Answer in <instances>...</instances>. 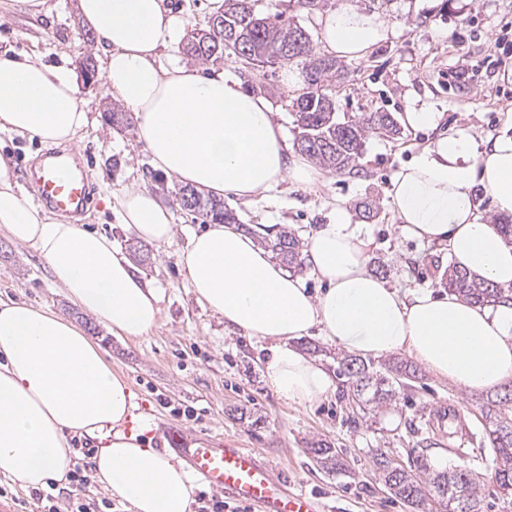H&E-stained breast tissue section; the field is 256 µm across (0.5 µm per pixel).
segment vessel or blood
Masks as SVG:
<instances>
[{
  "label": "vessel or blood",
  "mask_w": 512,
  "mask_h": 512,
  "mask_svg": "<svg viewBox=\"0 0 512 512\" xmlns=\"http://www.w3.org/2000/svg\"><path fill=\"white\" fill-rule=\"evenodd\" d=\"M33 178L39 201L53 211L77 214L90 202L89 183L74 171L66 155L46 153ZM168 438L191 469L226 497L258 506L261 512H320L314 495L289 490L287 479L276 478L251 449L231 448L204 437L188 441L174 431Z\"/></svg>",
  "instance_id": "b4317fda"
}]
</instances>
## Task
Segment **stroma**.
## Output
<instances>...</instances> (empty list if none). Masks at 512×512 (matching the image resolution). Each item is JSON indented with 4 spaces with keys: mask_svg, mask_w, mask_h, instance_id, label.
I'll return each instance as SVG.
<instances>
[{
    "mask_svg": "<svg viewBox=\"0 0 512 512\" xmlns=\"http://www.w3.org/2000/svg\"><path fill=\"white\" fill-rule=\"evenodd\" d=\"M393 26L395 34L363 58L344 62V76L332 88L338 115L359 117L387 112L393 118L412 110L441 113L436 129L400 128L398 135L370 134L355 170L328 171L312 187L282 182L255 198L224 199L238 224H268L294 232L300 242L328 223L344 205L353 223L365 225L372 238L369 267L403 293L437 289L448 283L450 261L433 246L405 237L391 209L388 190L399 168L427 143L458 127L479 138L502 129L501 114L512 109V0H395L382 9L378 0H349ZM48 12L31 14L0 2V45L39 55L52 66L81 71L84 63L100 68L97 38H86L77 0H47ZM483 62L479 80L466 87L448 79L458 51ZM215 68L236 75L246 91L263 95L291 146L302 128L292 105L305 83L297 64L278 61L248 68L232 58ZM294 88H287V78ZM90 124L73 150L82 159L92 187L86 212L90 225L112 243L162 295L161 321L148 336H117L74 306L52 281L45 263L29 247L0 231V298H12L52 310L82 327L96 342L113 373L128 382L140 412L151 417L155 447L170 450L164 427L188 439L208 436L255 450L288 479L293 489L313 494L325 512H413L384 485L378 454L409 464L427 455L433 466L458 465L480 473L485 512H503L493 496L492 457L487 454L485 395L455 387L418 368L413 387L365 414L353 410L347 396L335 392L310 407L284 404L267 385L262 371L263 345L224 328L222 318L202 308L180 270V253L192 234L206 224L181 210L174 198L178 183L153 169L139 141L131 112L111 100L102 77L82 85ZM121 112L120 122L110 115ZM46 147L38 140L0 131V156L10 160L26 196L35 190L29 165ZM136 185L149 189L173 214L174 238L163 247L142 248L123 224L111 197ZM456 407L465 426L461 437L429 430L433 407ZM337 451L341 464L321 463L313 444ZM56 512H74L78 499L94 500L102 512H125L97 483L57 487Z\"/></svg>",
    "mask_w": 512,
    "mask_h": 512,
    "instance_id": "35a3bbf8",
    "label": "stroma"
}]
</instances>
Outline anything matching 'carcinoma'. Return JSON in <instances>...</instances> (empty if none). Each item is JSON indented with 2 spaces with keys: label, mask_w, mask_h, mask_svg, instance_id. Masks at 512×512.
<instances>
[{
  "label": "carcinoma",
  "mask_w": 512,
  "mask_h": 512,
  "mask_svg": "<svg viewBox=\"0 0 512 512\" xmlns=\"http://www.w3.org/2000/svg\"><path fill=\"white\" fill-rule=\"evenodd\" d=\"M256 0H225L224 12L212 16L217 25L191 30L184 50L187 55L209 62L232 56L241 63L261 66L274 63L284 52L286 62L302 64L306 91L293 102L298 121L304 130L300 149L310 157L337 172L353 170L361 154L366 136L371 132L397 133L390 114L374 112L362 117L340 119L329 87L341 76L333 59L315 55L311 36L296 23L277 24L255 10ZM245 34L240 43H227L225 30ZM180 208L193 212L212 223H232L235 216L224 203L202 195L195 188L182 185L175 190ZM270 247L290 265L301 263L299 240L282 231ZM448 285L466 298L480 303L498 300L501 291L489 282H476L467 272L448 269ZM336 374L346 379L352 395L362 410L375 408L395 396L396 388L411 387L410 374L398 368H377L372 363L350 356L336 360ZM489 425V447L495 461L494 496L512 508V383L503 392L488 397L484 409ZM376 464L390 492L417 509L437 502L444 512H483V499L478 495V478L472 471L458 466L434 468L421 455L412 459L409 468L389 473L390 459L382 455Z\"/></svg>",
  "instance_id": "1"
}]
</instances>
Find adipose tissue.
Wrapping results in <instances>:
<instances>
[{"label":"adipose tissue","instance_id":"adipose-tissue-1","mask_svg":"<svg viewBox=\"0 0 512 512\" xmlns=\"http://www.w3.org/2000/svg\"><path fill=\"white\" fill-rule=\"evenodd\" d=\"M99 38L111 97L133 113L155 170L217 196L250 198L284 180L311 186L322 169L291 151L267 100L224 72L161 69L182 28L166 0H78ZM329 54L359 59L392 27L339 0L317 20ZM71 69L0 48V130L51 144L77 141L89 124ZM508 130L477 139L459 127L425 146L393 177L388 195L401 231L439 245L468 275L503 291L481 305L452 292L401 294L368 266L372 240L344 206L309 239L303 261L324 285L304 282L232 224L193 235L180 265L197 302L225 329L266 343L264 379L286 404L309 407L336 390L332 376L295 347L318 333L364 358L404 353L471 392L512 381V244L491 215L512 217V113ZM490 210L480 208V197ZM124 224L157 246L173 237L171 212L147 189L119 197ZM0 230L31 248L53 282L112 333L133 339L160 322L161 295L111 239L30 205L12 164L0 157ZM149 416L128 382L74 322L0 298V477L24 490L68 482L72 439L92 446L100 486L129 512H192L201 486L185 465L144 446Z\"/></svg>","mask_w":512,"mask_h":512}]
</instances>
